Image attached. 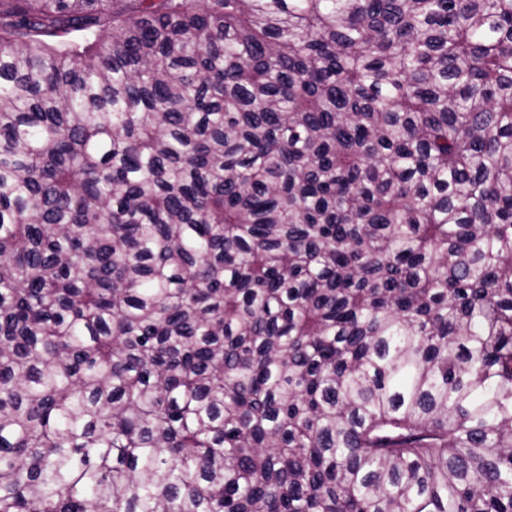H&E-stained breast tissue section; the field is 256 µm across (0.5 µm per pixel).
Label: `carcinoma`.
<instances>
[{
    "label": "carcinoma",
    "mask_w": 512,
    "mask_h": 512,
    "mask_svg": "<svg viewBox=\"0 0 512 512\" xmlns=\"http://www.w3.org/2000/svg\"><path fill=\"white\" fill-rule=\"evenodd\" d=\"M0 512H512V0H0Z\"/></svg>",
    "instance_id": "obj_1"
}]
</instances>
